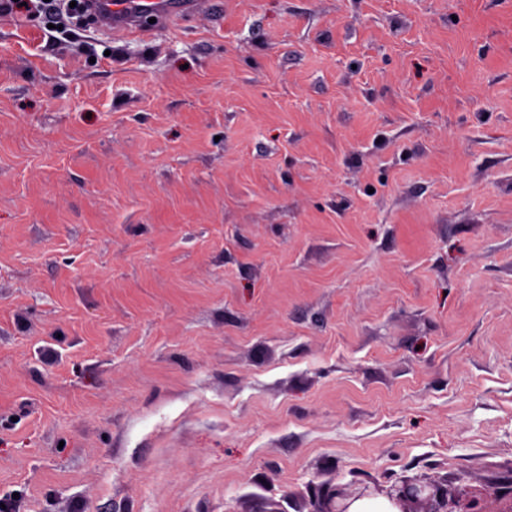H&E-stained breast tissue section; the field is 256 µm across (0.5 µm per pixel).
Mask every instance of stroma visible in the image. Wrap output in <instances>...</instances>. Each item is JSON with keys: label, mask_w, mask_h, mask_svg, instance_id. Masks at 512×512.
<instances>
[{"label": "stroma", "mask_w": 512, "mask_h": 512, "mask_svg": "<svg viewBox=\"0 0 512 512\" xmlns=\"http://www.w3.org/2000/svg\"><path fill=\"white\" fill-rule=\"evenodd\" d=\"M0 11V501L512 512V0ZM187 1L190 0H94L91 3L99 20L107 21L112 27L125 32L137 33L142 18L188 11L194 4ZM390 502L398 510L383 512H475L474 510H455L457 500L455 494L448 491L447 486L440 484L405 480L395 485L388 493ZM422 504L430 505L427 510H418ZM366 496H368L367 487H363L350 496L336 494V496L326 498L318 512H359L358 510H350V508L356 501ZM350 498L351 500L347 502L346 500ZM335 499H340V501H335Z\"/></svg>", "instance_id": "35a3bbf8"}]
</instances>
